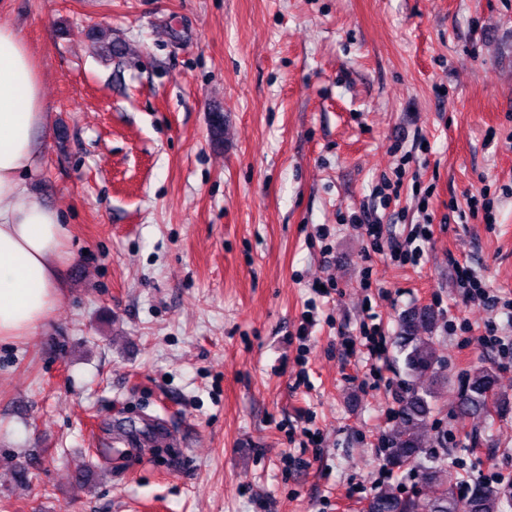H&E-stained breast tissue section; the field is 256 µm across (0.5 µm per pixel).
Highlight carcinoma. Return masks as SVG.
Returning a JSON list of instances; mask_svg holds the SVG:
<instances>
[{"mask_svg": "<svg viewBox=\"0 0 512 512\" xmlns=\"http://www.w3.org/2000/svg\"><path fill=\"white\" fill-rule=\"evenodd\" d=\"M434 313L428 308L411 311L401 320L398 344L406 352L410 382L400 390L394 424L383 433L386 464L394 469L410 466L417 472L420 491L405 498L391 484L378 487L369 512H509L512 498L499 486L476 485L473 496L460 498L457 477L439 463L437 451H428L427 432L434 410L433 383L438 374V347L432 336ZM498 378L486 368L474 369L459 398L460 415L492 425L505 410L496 392Z\"/></svg>", "mask_w": 512, "mask_h": 512, "instance_id": "obj_1", "label": "carcinoma"}]
</instances>
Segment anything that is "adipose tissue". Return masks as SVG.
Segmentation results:
<instances>
[{
    "mask_svg": "<svg viewBox=\"0 0 512 512\" xmlns=\"http://www.w3.org/2000/svg\"><path fill=\"white\" fill-rule=\"evenodd\" d=\"M47 122L39 66L21 31L0 26V340L38 333L62 286L63 218L28 185Z\"/></svg>",
    "mask_w": 512,
    "mask_h": 512,
    "instance_id": "obj_1",
    "label": "adipose tissue"
}]
</instances>
